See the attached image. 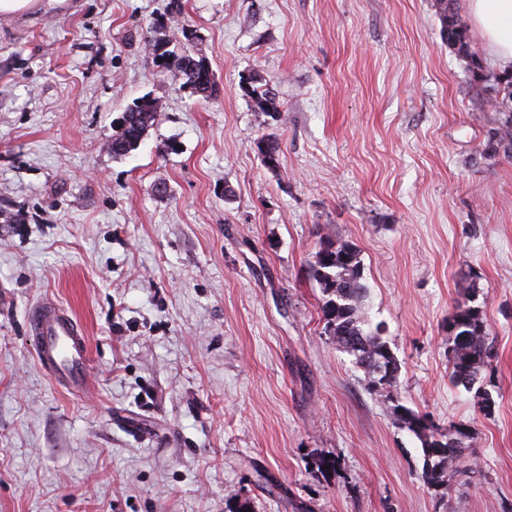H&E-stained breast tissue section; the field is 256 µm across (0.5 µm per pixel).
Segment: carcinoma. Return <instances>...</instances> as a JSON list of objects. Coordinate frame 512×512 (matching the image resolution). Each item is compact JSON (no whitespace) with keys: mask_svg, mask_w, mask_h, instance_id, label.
Masks as SVG:
<instances>
[{"mask_svg":"<svg viewBox=\"0 0 512 512\" xmlns=\"http://www.w3.org/2000/svg\"><path fill=\"white\" fill-rule=\"evenodd\" d=\"M441 32L448 46L471 57L467 27L454 0H437ZM153 64L160 70H176L183 79V87L196 96L207 98L215 84L214 74L202 57L189 51L176 54L168 49L172 42L165 26L152 27ZM502 87L503 96L497 103L500 112L508 118L497 129V141L512 146V72L493 75ZM242 90L254 103L257 111L276 120L280 117L276 95L268 83L252 74L243 79ZM157 107L148 98H141L125 109L128 119L118 124L119 131L112 136L109 149L118 158L136 149L155 120ZM263 163L274 170L279 166L281 146L277 138L263 137L258 142ZM311 276L320 285L323 294L321 312L325 334L336 349L352 356L365 389L388 405L392 415L412 432L421 443L423 472L430 485L445 481L462 456L472 435L463 425L450 423L440 427L426 414H419L400 402L397 380L399 363L383 336L381 326L369 323L365 313L368 288L363 282L359 252L352 244L320 242L310 263ZM448 362L450 380L456 386L471 388L490 365L492 341L481 311L466 302L456 305L448 321Z\"/></svg>","mask_w":512,"mask_h":512,"instance_id":"cac0c4a2","label":"carcinoma"}]
</instances>
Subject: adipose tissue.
Instances as JSON below:
<instances>
[{"instance_id":"adipose-tissue-1","label":"adipose tissue","mask_w":512,"mask_h":512,"mask_svg":"<svg viewBox=\"0 0 512 512\" xmlns=\"http://www.w3.org/2000/svg\"><path fill=\"white\" fill-rule=\"evenodd\" d=\"M470 17L499 68L512 69V0H468Z\"/></svg>"}]
</instances>
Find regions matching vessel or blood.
Returning <instances> with one entry per match:
<instances>
[{
	"label": "vessel or blood",
	"mask_w": 512,
	"mask_h": 512,
	"mask_svg": "<svg viewBox=\"0 0 512 512\" xmlns=\"http://www.w3.org/2000/svg\"><path fill=\"white\" fill-rule=\"evenodd\" d=\"M37 363L52 383L71 393L92 384L89 342L82 324L60 305L44 301L27 317Z\"/></svg>",
	"instance_id": "b4317fda"
}]
</instances>
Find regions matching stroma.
Returning <instances> with one entry per match:
<instances>
[{"label":"stroma","instance_id":"35a3bbf8","mask_svg":"<svg viewBox=\"0 0 512 512\" xmlns=\"http://www.w3.org/2000/svg\"><path fill=\"white\" fill-rule=\"evenodd\" d=\"M192 30L203 101L148 32ZM270 81L280 121L243 75ZM436 0H57L0 16V512H512V152ZM155 122L116 158L127 105ZM281 143L267 168L257 143ZM356 246L403 404L472 431L449 484L324 333L310 262ZM82 323L92 387L57 389L27 315ZM493 358L449 379L448 320ZM320 458L334 460L318 470ZM448 334L450 380L455 386L471 389L491 358L492 341L481 311L468 302L458 303L448 321Z\"/></svg>","mask_w":512,"mask_h":512}]
</instances>
